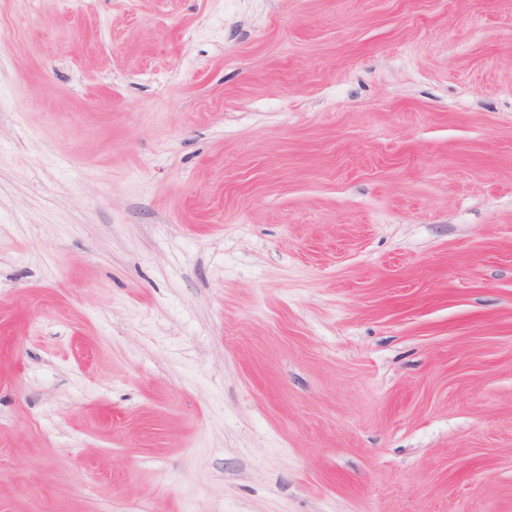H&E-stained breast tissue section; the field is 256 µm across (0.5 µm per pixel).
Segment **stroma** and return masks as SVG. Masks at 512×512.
<instances>
[{
	"label": "stroma",
	"mask_w": 512,
	"mask_h": 512,
	"mask_svg": "<svg viewBox=\"0 0 512 512\" xmlns=\"http://www.w3.org/2000/svg\"><path fill=\"white\" fill-rule=\"evenodd\" d=\"M0 512H512V0H0Z\"/></svg>",
	"instance_id": "obj_1"
}]
</instances>
